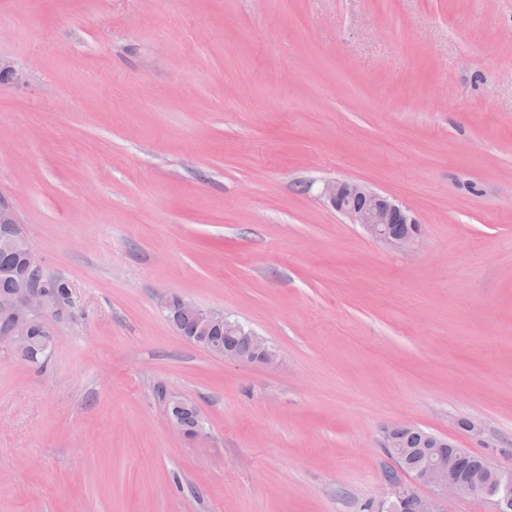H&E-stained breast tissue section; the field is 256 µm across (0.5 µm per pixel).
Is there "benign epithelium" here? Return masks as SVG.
Instances as JSON below:
<instances>
[{"mask_svg":"<svg viewBox=\"0 0 512 512\" xmlns=\"http://www.w3.org/2000/svg\"><path fill=\"white\" fill-rule=\"evenodd\" d=\"M24 80L22 69L14 62L0 58V82L19 84ZM321 196L350 223L359 225L371 239L395 252L410 250L418 238V222L408 208L362 183L329 180L323 184ZM18 223L20 220L14 209L0 201V243L27 259L24 268L14 275L15 287L0 293V338L7 341L14 352L21 354L28 349L35 329L40 327L46 334H51L49 319L63 317L69 304L40 284L44 271L37 262L29 238L15 235ZM158 307L168 317L189 315L195 319L194 335L186 337L195 345L201 343L202 337L221 328L227 335L239 333L248 337L252 348L249 355L229 345L214 350V354L226 361L271 364L276 360V352L265 337L222 312L203 308L169 293L158 297ZM167 401L169 421L182 437L202 444L209 440L210 433L204 420H199L192 428L181 423V410L187 406L184 398L171 393ZM412 429V425L399 424L384 433L383 447L395 449V456L414 475V482L407 483L396 477L386 479V491L376 504L375 512H402L407 504L411 505V512H444L443 504L450 497H484L491 503L492 512H512V470H501L490 464L482 471L461 477L457 473L458 462L469 449L458 448L456 457L447 460L439 454V449L447 447L451 441L439 436L430 438L427 447L422 449L428 456L426 464L412 469L406 464L405 457L412 449H400L403 436ZM418 484L427 486L430 494H419L416 491Z\"/></svg>","mask_w":512,"mask_h":512,"instance_id":"obj_1","label":"benign epithelium"}]
</instances>
